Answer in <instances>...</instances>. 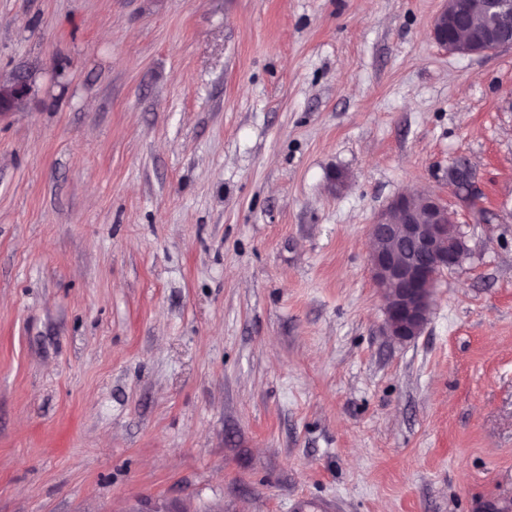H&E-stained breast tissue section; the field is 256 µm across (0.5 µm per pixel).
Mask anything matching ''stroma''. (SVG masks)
I'll return each mask as SVG.
<instances>
[{"instance_id":"stroma-1","label":"stroma","mask_w":512,"mask_h":512,"mask_svg":"<svg viewBox=\"0 0 512 512\" xmlns=\"http://www.w3.org/2000/svg\"><path fill=\"white\" fill-rule=\"evenodd\" d=\"M441 4L0 0V512H512V47ZM403 193L469 252L398 342ZM484 15L491 21L481 42L475 38L463 42L460 36L472 29L475 17ZM451 31L452 37L448 38ZM433 40L450 54L467 50L470 54H481L502 47H512V1L511 0H445L432 24ZM31 83L27 79H14L0 81V114L3 112H14L24 104L29 92Z\"/></svg>"}]
</instances>
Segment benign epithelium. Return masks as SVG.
<instances>
[{
	"label": "benign epithelium",
	"instance_id": "obj_1",
	"mask_svg": "<svg viewBox=\"0 0 512 512\" xmlns=\"http://www.w3.org/2000/svg\"><path fill=\"white\" fill-rule=\"evenodd\" d=\"M433 40L450 54L512 47V0H444L432 24ZM31 83L0 81V114L24 104ZM372 277L385 299L390 336H419L435 301L437 276L467 256L465 237L436 198L401 194L369 226Z\"/></svg>",
	"mask_w": 512,
	"mask_h": 512
}]
</instances>
